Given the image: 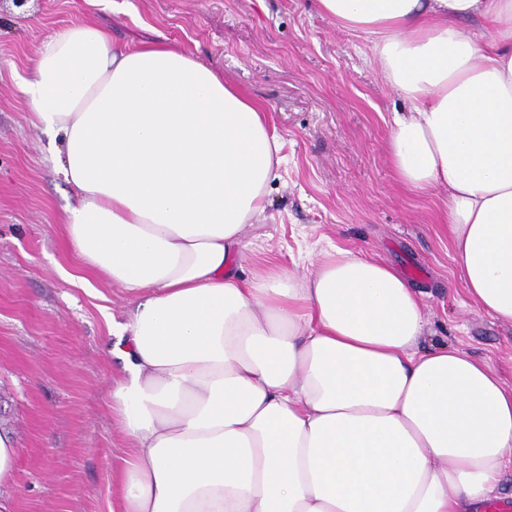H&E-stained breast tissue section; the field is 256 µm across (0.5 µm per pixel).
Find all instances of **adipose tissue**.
Instances as JSON below:
<instances>
[{
  "instance_id": "1",
  "label": "adipose tissue",
  "mask_w": 512,
  "mask_h": 512,
  "mask_svg": "<svg viewBox=\"0 0 512 512\" xmlns=\"http://www.w3.org/2000/svg\"><path fill=\"white\" fill-rule=\"evenodd\" d=\"M367 35L391 86L388 157L448 191L469 298L512 323V0H318ZM480 24L492 32L477 40ZM80 198L67 242L135 298L112 347L130 437L119 512H478L512 470V387L421 347V293L336 250L296 276L241 277L245 231L282 163L263 112L155 43L78 24L39 45L22 88Z\"/></svg>"
}]
</instances>
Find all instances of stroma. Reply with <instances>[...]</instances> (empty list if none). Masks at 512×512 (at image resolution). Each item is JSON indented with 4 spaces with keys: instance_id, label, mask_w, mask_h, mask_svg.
<instances>
[{
    "instance_id": "1",
    "label": "stroma",
    "mask_w": 512,
    "mask_h": 512,
    "mask_svg": "<svg viewBox=\"0 0 512 512\" xmlns=\"http://www.w3.org/2000/svg\"><path fill=\"white\" fill-rule=\"evenodd\" d=\"M75 24L120 47L172 44L266 112L283 161L246 230L241 275H303L336 248L377 259L419 289L427 344L459 348L512 386V325L458 278L447 190L420 193L393 172L392 118L410 105L368 36L337 28L316 0H0V429L18 448L0 488L7 512H117L112 476L128 446L109 345L135 302L68 247L61 217L79 199L21 91L42 40Z\"/></svg>"
}]
</instances>
